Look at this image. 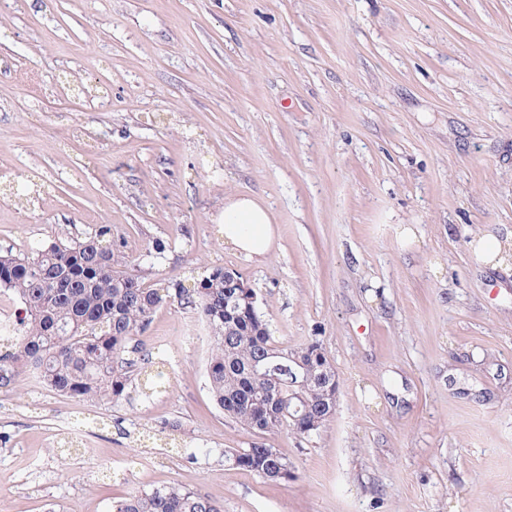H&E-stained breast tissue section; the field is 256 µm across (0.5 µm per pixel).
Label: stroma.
I'll use <instances>...</instances> for the list:
<instances>
[{
  "instance_id": "stroma-1",
  "label": "stroma",
  "mask_w": 512,
  "mask_h": 512,
  "mask_svg": "<svg viewBox=\"0 0 512 512\" xmlns=\"http://www.w3.org/2000/svg\"><path fill=\"white\" fill-rule=\"evenodd\" d=\"M228 193L269 207L263 261L225 248ZM97 224L185 287L238 271L279 346L319 341L336 411L263 436L293 480L225 462L254 436L170 301L121 399L0 389V512L172 484L224 512H512V264L472 249L512 236V0H0V250Z\"/></svg>"
}]
</instances>
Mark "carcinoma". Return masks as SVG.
Returning <instances> with one entry per match:
<instances>
[{"instance_id": "cac0c4a2", "label": "carcinoma", "mask_w": 512, "mask_h": 512, "mask_svg": "<svg viewBox=\"0 0 512 512\" xmlns=\"http://www.w3.org/2000/svg\"><path fill=\"white\" fill-rule=\"evenodd\" d=\"M112 226L99 224L71 238L63 233L35 252L0 251V290L19 300L12 351L0 355V388L28 373L61 396L120 399L135 372L128 345L164 304L176 300L205 322L211 354L210 393L224 414L255 434L282 429L306 435L324 414L326 378L334 379L312 342L275 345L258 309L224 294L225 269L217 267L188 289L151 279L126 257ZM304 383L294 397L292 384ZM224 460L274 481L292 477V464L275 448L253 442L224 451ZM112 512H223L214 499L178 485L132 495Z\"/></svg>"}]
</instances>
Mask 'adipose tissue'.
I'll list each match as a JSON object with an SVG mask.
<instances>
[{
    "label": "adipose tissue",
    "mask_w": 512,
    "mask_h": 512,
    "mask_svg": "<svg viewBox=\"0 0 512 512\" xmlns=\"http://www.w3.org/2000/svg\"><path fill=\"white\" fill-rule=\"evenodd\" d=\"M218 221L223 226L225 246L248 260L266 257L277 237L268 207L252 195H225Z\"/></svg>",
    "instance_id": "obj_1"
}]
</instances>
